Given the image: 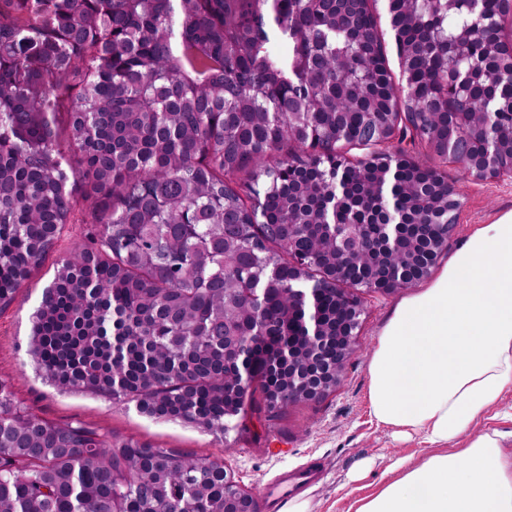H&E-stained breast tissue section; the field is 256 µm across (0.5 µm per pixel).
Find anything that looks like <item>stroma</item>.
Here are the masks:
<instances>
[{
    "mask_svg": "<svg viewBox=\"0 0 512 512\" xmlns=\"http://www.w3.org/2000/svg\"><path fill=\"white\" fill-rule=\"evenodd\" d=\"M404 149L413 161L436 168L460 189L461 207L448 263L480 225L512 211V180L463 181L457 164L435 156L423 140L388 143L387 152ZM74 221L64 225L53 250L17 291L0 306V383L6 384L33 413L59 424L81 422L107 435L134 438L161 448L200 457H219L235 481L251 493L282 471L318 460L323 477L305 490L309 512H347L350 503L372 492L384 472L399 458L421 460L428 448L423 434L401 438L393 427L371 413L368 357L406 289L389 294L361 290L365 312L357 331L356 351L348 361L336 391L317 400L289 405L273 417H254L244 434L216 440L200 429L141 413L135 404L105 396L65 391L36 374L26 353L30 316L53 280L59 257L89 246L99 226L81 195H74Z\"/></svg>",
    "mask_w": 512,
    "mask_h": 512,
    "instance_id": "35a3bbf8",
    "label": "stroma"
}]
</instances>
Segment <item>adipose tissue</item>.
<instances>
[{
	"instance_id": "1",
	"label": "adipose tissue",
	"mask_w": 512,
	"mask_h": 512,
	"mask_svg": "<svg viewBox=\"0 0 512 512\" xmlns=\"http://www.w3.org/2000/svg\"><path fill=\"white\" fill-rule=\"evenodd\" d=\"M368 373L376 419L424 433L432 449L422 462L394 463L349 512H512L506 436L472 432L512 391V211L479 226L396 305Z\"/></svg>"
}]
</instances>
